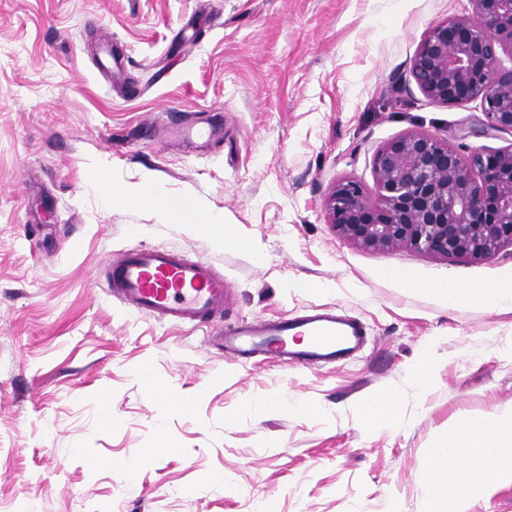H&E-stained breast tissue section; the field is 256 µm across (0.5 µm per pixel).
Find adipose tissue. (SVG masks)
Masks as SVG:
<instances>
[{"label":"adipose tissue","mask_w":512,"mask_h":512,"mask_svg":"<svg viewBox=\"0 0 512 512\" xmlns=\"http://www.w3.org/2000/svg\"><path fill=\"white\" fill-rule=\"evenodd\" d=\"M88 181L109 200L152 208L166 221L203 224L216 244L229 243L234 237L231 225L207 217L201 203L161 194L148 185L114 187L95 168ZM434 292L451 305L491 303L512 309L511 280L475 282L464 288L441 283ZM396 401L391 391L370 396L357 405L355 413L368 431L390 429L397 424ZM418 478L429 493L428 512H470L472 501L485 492L489 481L512 484V403L469 416L452 435L428 450Z\"/></svg>","instance_id":"obj_1"}]
</instances>
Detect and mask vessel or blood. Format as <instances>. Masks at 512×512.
Returning <instances> with one entry per match:
<instances>
[{
  "mask_svg": "<svg viewBox=\"0 0 512 512\" xmlns=\"http://www.w3.org/2000/svg\"><path fill=\"white\" fill-rule=\"evenodd\" d=\"M109 293L133 310L172 324L202 323L219 314L231 287L210 263L171 248L136 247L104 268ZM367 341L364 324L336 307L287 318L259 319L221 330L215 345L226 364L269 355L283 366L344 360Z\"/></svg>",
  "mask_w": 512,
  "mask_h": 512,
  "instance_id": "b4317fda",
  "label": "vessel or blood"
}]
</instances>
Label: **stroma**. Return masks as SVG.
I'll use <instances>...</instances> for the list:
<instances>
[{
	"mask_svg": "<svg viewBox=\"0 0 512 512\" xmlns=\"http://www.w3.org/2000/svg\"><path fill=\"white\" fill-rule=\"evenodd\" d=\"M469 0H0V512H426L415 474L439 436L512 402V310L445 304L435 284L512 280V247L445 260L342 238L333 185H372L385 143L423 130L484 138L478 103L429 102L411 62ZM120 73L99 66L107 51ZM211 126L209 145L159 127ZM151 183L203 200L232 224L224 247L190 225L106 201ZM140 246L211 263L232 285L220 319L173 326L108 293L102 265ZM264 263H256L254 251ZM334 305L367 345L317 368L250 359L211 343L235 321ZM430 359L432 386L412 369ZM193 401L170 413L140 377ZM224 381L212 385L214 373ZM398 395L396 428L370 433L365 397ZM111 396V424L98 398ZM261 396L321 405L320 417L259 409ZM176 452L142 461L159 434Z\"/></svg>",
	"mask_w": 512,
	"mask_h": 512,
	"instance_id": "1",
	"label": "stroma"
}]
</instances>
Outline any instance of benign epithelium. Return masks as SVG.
<instances>
[{
    "mask_svg": "<svg viewBox=\"0 0 512 512\" xmlns=\"http://www.w3.org/2000/svg\"><path fill=\"white\" fill-rule=\"evenodd\" d=\"M472 14L431 28L410 74L430 102L477 101L484 134L512 132V0H469ZM375 200L354 178L332 187L326 209L338 234L362 247L408 248L443 259H489L512 245V148L461 155L413 130L372 159Z\"/></svg>",
    "mask_w": 512,
    "mask_h": 512,
    "instance_id": "benign-epithelium-1",
    "label": "benign epithelium"
}]
</instances>
